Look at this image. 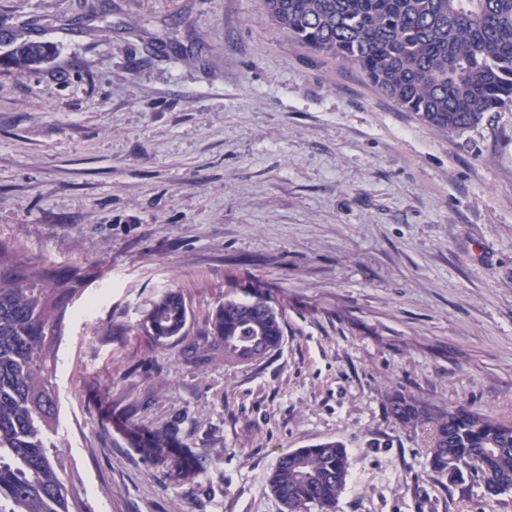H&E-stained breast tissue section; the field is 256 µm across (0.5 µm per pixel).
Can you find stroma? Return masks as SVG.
<instances>
[{
  "mask_svg": "<svg viewBox=\"0 0 512 512\" xmlns=\"http://www.w3.org/2000/svg\"><path fill=\"white\" fill-rule=\"evenodd\" d=\"M0 241L103 276L66 313L51 440L90 512H281V453L342 441L336 512H512L431 473L395 388L512 423V108L439 132L265 0H0ZM285 310L275 357L187 359L226 296ZM183 340L143 328L167 290ZM174 427L194 482L142 454ZM13 48L7 55V64L23 70H35L47 64L53 57L54 48L47 41L23 39L11 41Z\"/></svg>",
  "mask_w": 512,
  "mask_h": 512,
  "instance_id": "35a3bbf8",
  "label": "stroma"
}]
</instances>
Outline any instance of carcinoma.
<instances>
[{"label":"carcinoma","instance_id":"cac0c4a2","mask_svg":"<svg viewBox=\"0 0 512 512\" xmlns=\"http://www.w3.org/2000/svg\"><path fill=\"white\" fill-rule=\"evenodd\" d=\"M266 9L297 41L357 67L438 131L474 128L512 107V0H266ZM53 54L47 41L15 40L7 64L35 70ZM101 276L97 264L59 266L0 241V512H87L47 433L60 409L51 378L67 309ZM146 321L156 341L178 337L187 324L181 294L166 292ZM285 328L283 308L271 299L228 297L205 320L202 335L212 342L192 350L222 351L224 366L235 368L249 364L237 345L258 338L263 357L271 358L283 347ZM385 410L421 437L430 471L461 492L476 481L487 498L512 493V424L440 409L401 390L386 395ZM176 443V429H157L141 452L176 479L192 481L200 457L177 456ZM349 477L347 448L329 440L281 454L267 488L282 512H336Z\"/></svg>","mask_w":512,"mask_h":512}]
</instances>
